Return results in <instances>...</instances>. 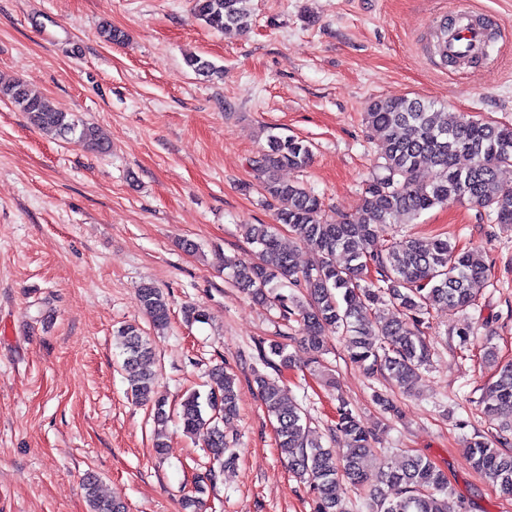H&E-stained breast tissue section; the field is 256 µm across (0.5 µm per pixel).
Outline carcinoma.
<instances>
[{"label": "carcinoma", "mask_w": 512, "mask_h": 512, "mask_svg": "<svg viewBox=\"0 0 512 512\" xmlns=\"http://www.w3.org/2000/svg\"><path fill=\"white\" fill-rule=\"evenodd\" d=\"M246 2L195 0L194 13L212 29L243 33L252 21ZM185 63L198 75L222 77L223 69L201 56L190 55ZM0 100L23 112L43 132L71 138L100 153L110 150L96 127L81 124L71 113L30 94L20 81L0 82ZM365 120L379 135L383 174L367 185L354 214L338 218L325 215L320 197L303 183L283 182L276 176L284 167L305 168L312 160L310 146L294 136L268 135V149L252 160V166L263 177V192L276 203L277 223L288 226L292 239L284 240L273 224H246L245 237L256 247L255 255L231 260L226 268L231 281L255 302L274 305L283 321L300 324L302 344L310 353L307 364H321L326 332L332 330L343 337L351 362L406 389L430 363L425 330L430 328L431 311L474 305V286L488 280L490 267L480 252L462 251L448 239H405L380 250L373 243L395 217H417L451 196L483 209L493 224L512 226V186L498 179L501 168L512 167V126L446 112L431 100L407 96L372 101ZM462 158L467 160L464 166ZM422 167L433 171L427 183L417 180ZM297 240L314 253L307 267L295 262ZM338 252L346 256L343 266L336 264ZM285 283L291 289L287 295L280 292ZM138 299L153 326L165 329L169 308L163 294L144 284ZM386 303L394 312L383 319L378 311ZM116 340L131 395L151 404L157 424L167 423L170 410L167 400L155 392L150 340L135 324L118 329ZM258 348L265 367L279 372L292 366L287 344L261 341ZM254 381L276 421L281 455L309 486L317 512H347L337 494L342 481L367 490L370 512H460L447 477L430 460L410 456L395 467L370 463L376 435L361 425L345 400H339L330 429L331 436L350 443L338 456L303 423L300 407L285 388L258 371ZM480 405L489 422H498L500 433L512 434V362L500 365ZM237 409L235 375L221 366L210 373L206 398L192 392L180 403L183 431L202 441L212 463L223 472L235 467L237 453L220 423L236 416ZM467 449L473 468L512 496V451L491 446L481 435L471 438ZM84 489L91 512H126L121 500L100 495L96 478H87Z\"/></svg>", "instance_id": "cac0c4a2"}]
</instances>
